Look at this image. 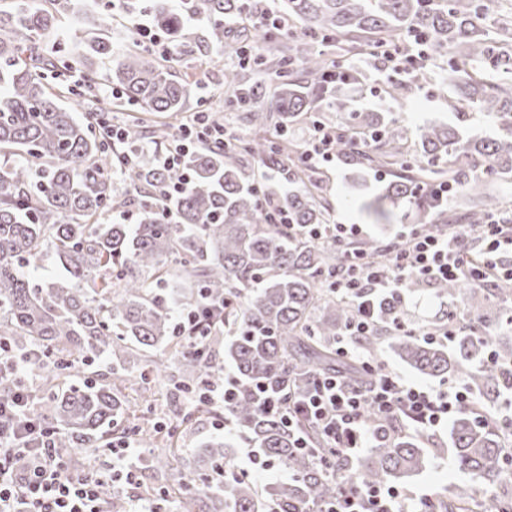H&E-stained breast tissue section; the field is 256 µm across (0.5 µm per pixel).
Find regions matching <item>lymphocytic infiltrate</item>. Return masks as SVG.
<instances>
[{
    "label": "lymphocytic infiltrate",
    "instance_id": "f902f5d3",
    "mask_svg": "<svg viewBox=\"0 0 512 512\" xmlns=\"http://www.w3.org/2000/svg\"><path fill=\"white\" fill-rule=\"evenodd\" d=\"M478 238L486 263L476 267L466 260L467 236L450 239L426 234L418 228L403 233L402 241L390 251L387 269L366 263L355 251L330 281L338 298L352 302L357 317L337 350L344 356L362 357V336L368 335L376 319L379 297L399 293L405 280L414 276L425 283L464 278L476 285L503 273L499 254L512 250V225L489 221ZM176 329L194 347L211 336L224 333L223 304H205L178 312ZM12 384L9 394L0 395V512H106L100 487L104 474L98 470L76 473L53 446V432L31 411L36 387L29 378L22 356L0 346V384ZM265 407L279 411L287 423L304 417L315 425L331 451L356 461L372 439L363 419L365 405H372L384 427H408L428 432L470 406L473 395L467 385L433 387L414 385L398 375L383 371L369 387L347 384L334 375L315 376L310 390L295 405L285 406L282 397L266 393ZM430 496L420 498L393 486L358 488L340 483L334 500L319 512H433Z\"/></svg>",
    "mask_w": 512,
    "mask_h": 512
}]
</instances>
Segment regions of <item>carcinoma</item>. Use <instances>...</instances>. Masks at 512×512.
Wrapping results in <instances>:
<instances>
[{
  "mask_svg": "<svg viewBox=\"0 0 512 512\" xmlns=\"http://www.w3.org/2000/svg\"><path fill=\"white\" fill-rule=\"evenodd\" d=\"M490 0H277V15L299 21L302 36L264 53L245 54L249 38L235 47L239 67L224 74L234 97L227 107L247 101L251 139L201 143L179 164L164 167L157 151L142 143L169 147L173 127L148 125L131 117L122 123L123 142L113 146L102 126L111 109L91 107L85 96L105 83L125 103L147 112L177 117L185 110L193 83L175 75L172 60L136 41L121 51L112 46V11H151L158 29L180 55H197L217 68L224 59V23L263 16L257 0H10L0 8V342L24 354L29 371L46 376L36 412L55 428L54 445L67 454L107 452V444L135 431L163 474L161 490L181 495L183 512H314L336 496L337 480L357 487L397 482L428 464V436H382L369 456L351 466L330 460L327 474L316 455L320 447H295V436L281 416L269 412L249 388L258 382L283 398L300 399L317 373H336L352 385L367 380L364 368L336 352V338L355 317L354 307L325 287L345 261L346 251L382 266L388 251L368 239L350 246L331 240L286 236L266 223L274 211H288L293 224L329 223V181L311 170L294 144L260 134L274 127L286 137L304 114L325 100L345 113L331 130L336 154L354 169H390V179L363 209L377 224L392 220L401 202L431 217L429 230L453 238L465 227L478 231L492 216L512 224V206L493 199L480 209L448 213L428 187L443 182L469 194L488 176L512 175V16L488 23ZM62 17H71L70 54L44 42ZM369 46L416 44L423 56L412 63L427 69L448 57L446 78L453 120L410 128L390 112L350 110L345 87L363 73L332 64L315 42ZM278 80L274 100L264 107L267 87L249 73ZM490 117L503 131L479 138L467 109ZM414 142L412 160L407 143ZM189 174L186 188L165 199L156 194ZM136 195L128 204L137 223H105L100 217L120 197L114 176ZM52 257L65 276L46 284L23 269ZM430 287L440 302L460 301L452 346L396 328L411 315L409 299ZM224 302V359L216 357L220 337L195 353L175 330L172 310ZM512 301V278L492 287L463 279L431 285L416 277L399 296L384 297L373 332L362 348L376 368L389 352L424 378L448 377L483 393L512 387V347H498L492 324ZM153 355L133 359L130 349ZM494 352L488 361L486 353ZM229 368L243 393L226 407L236 436L255 445L290 478L258 489L234 476L228 449L234 442L213 436L194 450L187 466L173 463V443L202 418L208 407L181 413L173 427L143 429L137 413L156 406L152 394L130 402L121 389L137 390L148 379L164 380L175 394L195 391L202 377L219 383ZM453 466L473 480L470 491H451L438 499L441 512H468L469 498L491 481L512 472L495 439V427L467 412L451 429ZM196 480L187 492L190 480ZM101 492L111 512H126L117 485Z\"/></svg>",
  "mask_w": 512,
  "mask_h": 512,
  "instance_id": "1",
  "label": "carcinoma"
}]
</instances>
